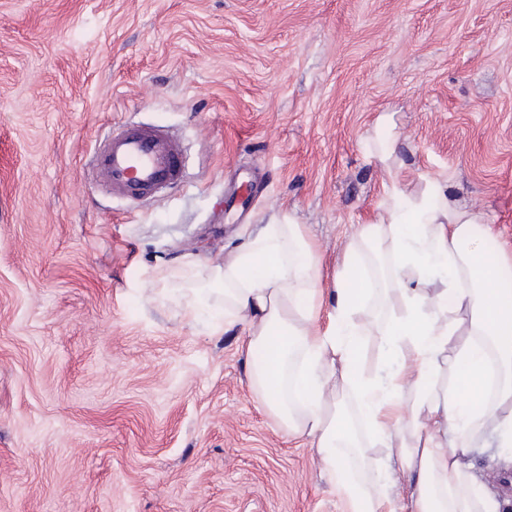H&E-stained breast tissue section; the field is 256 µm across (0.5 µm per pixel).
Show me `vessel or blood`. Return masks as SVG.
I'll return each mask as SVG.
<instances>
[{
    "label": "vessel or blood",
    "instance_id": "vessel-or-blood-1",
    "mask_svg": "<svg viewBox=\"0 0 512 512\" xmlns=\"http://www.w3.org/2000/svg\"><path fill=\"white\" fill-rule=\"evenodd\" d=\"M90 167L105 175L114 193L146 196L179 180L180 146L165 128L128 123L95 150Z\"/></svg>",
    "mask_w": 512,
    "mask_h": 512
}]
</instances>
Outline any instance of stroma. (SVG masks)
Returning a JSON list of instances; mask_svg holds the SVG:
<instances>
[{
  "label": "stroma",
  "instance_id": "obj_1",
  "mask_svg": "<svg viewBox=\"0 0 512 512\" xmlns=\"http://www.w3.org/2000/svg\"><path fill=\"white\" fill-rule=\"evenodd\" d=\"M382 117L401 187L450 176L512 245V0H0V512H344L243 331L161 275L288 217L331 287L384 200ZM127 121L178 137V183L90 171Z\"/></svg>",
  "mask_w": 512,
  "mask_h": 512
}]
</instances>
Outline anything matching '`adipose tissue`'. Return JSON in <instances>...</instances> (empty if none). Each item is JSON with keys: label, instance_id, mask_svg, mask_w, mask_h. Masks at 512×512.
Returning <instances> with one entry per match:
<instances>
[{"label": "adipose tissue", "instance_id": "adipose-tissue-1", "mask_svg": "<svg viewBox=\"0 0 512 512\" xmlns=\"http://www.w3.org/2000/svg\"><path fill=\"white\" fill-rule=\"evenodd\" d=\"M490 234L447 179L416 194L391 180L331 292L298 225L262 224L190 289L185 314L217 302L225 329L263 352L253 391L281 429L310 439L349 512H501L470 464L487 435L512 447V249L488 253ZM370 342L397 363L388 382L361 366ZM372 446L391 468L373 467Z\"/></svg>", "mask_w": 512, "mask_h": 512}]
</instances>
